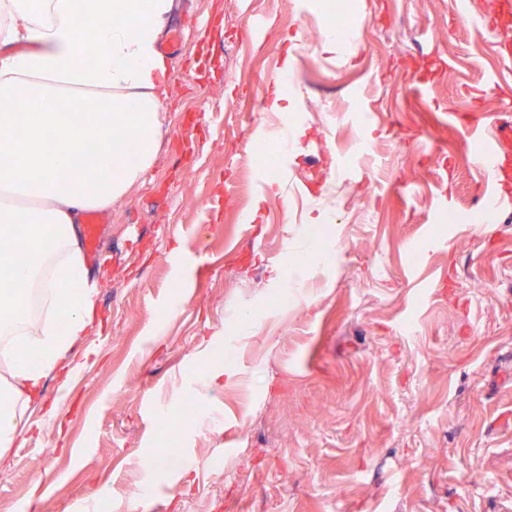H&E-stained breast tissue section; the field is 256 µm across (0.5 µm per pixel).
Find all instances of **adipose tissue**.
I'll list each match as a JSON object with an SVG mask.
<instances>
[{
    "instance_id": "adipose-tissue-1",
    "label": "adipose tissue",
    "mask_w": 512,
    "mask_h": 512,
    "mask_svg": "<svg viewBox=\"0 0 512 512\" xmlns=\"http://www.w3.org/2000/svg\"><path fill=\"white\" fill-rule=\"evenodd\" d=\"M174 0H0V187L27 203L0 208V268L36 288L37 309L0 293V453L24 443L45 380L72 375L64 358L95 318L85 263V211L110 208L159 152L169 63L157 44ZM134 134L137 160L115 147ZM100 158L75 164L85 143Z\"/></svg>"
}]
</instances>
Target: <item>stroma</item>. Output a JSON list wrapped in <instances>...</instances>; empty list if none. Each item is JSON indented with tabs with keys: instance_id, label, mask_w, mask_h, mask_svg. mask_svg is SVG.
<instances>
[{
	"instance_id": "obj_1",
	"label": "stroma",
	"mask_w": 512,
	"mask_h": 512,
	"mask_svg": "<svg viewBox=\"0 0 512 512\" xmlns=\"http://www.w3.org/2000/svg\"><path fill=\"white\" fill-rule=\"evenodd\" d=\"M346 2L329 51L331 0H175L159 153L105 212L101 323L46 381L55 423L0 458V512L99 489L108 512H512V207L482 218L512 147L497 184L472 165L474 132L512 122V77L491 82L512 12L468 0L497 18L479 33L456 0ZM258 125L287 131L282 164Z\"/></svg>"
}]
</instances>
